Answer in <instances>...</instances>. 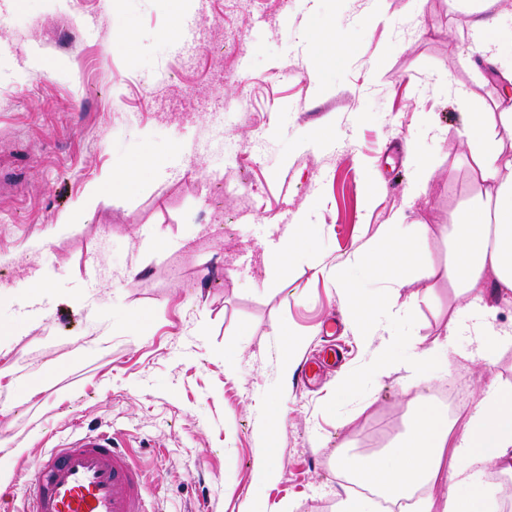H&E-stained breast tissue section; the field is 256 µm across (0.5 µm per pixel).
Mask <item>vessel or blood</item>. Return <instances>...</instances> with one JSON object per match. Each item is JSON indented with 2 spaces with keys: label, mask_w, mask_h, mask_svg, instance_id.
<instances>
[{
  "label": "vessel or blood",
  "mask_w": 512,
  "mask_h": 512,
  "mask_svg": "<svg viewBox=\"0 0 512 512\" xmlns=\"http://www.w3.org/2000/svg\"><path fill=\"white\" fill-rule=\"evenodd\" d=\"M24 512H151L138 466L105 431L48 450Z\"/></svg>",
  "instance_id": "vessel-or-blood-1"
}]
</instances>
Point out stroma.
<instances>
[{
    "label": "stroma",
    "mask_w": 512,
    "mask_h": 512,
    "mask_svg": "<svg viewBox=\"0 0 512 512\" xmlns=\"http://www.w3.org/2000/svg\"><path fill=\"white\" fill-rule=\"evenodd\" d=\"M172 0H0V288L47 282L40 318L0 301V512L29 493L34 462L72 436L122 440L156 512H336L358 457L386 447L412 413L403 372L374 380L341 416L323 406L368 363L336 286L358 249L404 216L424 224L435 275L405 285L423 346L445 339L466 302L443 274L446 231L485 195L461 130L501 112L512 68V0H191L178 38ZM495 67L470 54L478 11ZM348 44L313 69V29ZM134 45L116 48L124 30ZM39 56L44 72L29 62ZM237 149L225 156V140ZM423 147L431 173L406 161ZM179 148L74 224L85 187L146 150ZM317 228L287 269L265 256L280 226ZM293 326L304 364L347 353L305 386L282 378L272 336ZM238 349L236 376L224 349ZM455 337L449 367L423 385H461L475 405L492 378L512 383V346L474 355ZM34 393L22 394L18 380ZM285 424L266 453L263 404ZM275 470L260 483L262 464Z\"/></svg>",
    "instance_id": "35a3bbf8"
}]
</instances>
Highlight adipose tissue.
Here are the masks:
<instances>
[{"label":"adipose tissue","mask_w":512,"mask_h":512,"mask_svg":"<svg viewBox=\"0 0 512 512\" xmlns=\"http://www.w3.org/2000/svg\"><path fill=\"white\" fill-rule=\"evenodd\" d=\"M463 134L487 185L488 206L465 212L454 225L445 276L465 294L466 307L478 321L477 353L488 354L512 344V331L496 324L500 303L512 302V154L491 134L484 113H469ZM169 162V155L149 152L128 164L122 178L89 184L63 223L84 217L104 193L130 190L141 172L160 173ZM415 404L413 424L397 437L392 454L361 462L360 476L376 486L377 498L346 493L337 512H377V499L410 497L415 512H486L492 493L475 482L473 466L490 462L512 477L511 385L492 381L460 424L427 396H416ZM443 478L453 482L454 492L440 498L420 495V488Z\"/></svg>","instance_id":"1"}]
</instances>
